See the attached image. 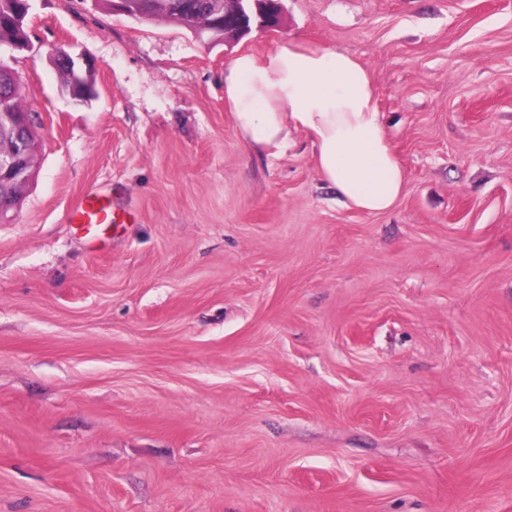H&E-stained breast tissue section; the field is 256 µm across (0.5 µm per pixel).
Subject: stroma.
I'll return each mask as SVG.
<instances>
[{
	"mask_svg": "<svg viewBox=\"0 0 512 512\" xmlns=\"http://www.w3.org/2000/svg\"><path fill=\"white\" fill-rule=\"evenodd\" d=\"M221 44L32 0L35 174L0 223V512H512V0H284ZM355 53L407 190L344 207L224 70ZM89 61L95 95L49 54ZM106 197L125 222L71 215ZM76 219L78 228L92 236L119 225L110 202L97 195L89 196L82 202L76 211Z\"/></svg>",
	"mask_w": 512,
	"mask_h": 512,
	"instance_id": "obj_1",
	"label": "stroma"
}]
</instances>
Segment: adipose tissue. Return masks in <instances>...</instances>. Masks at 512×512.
I'll use <instances>...</instances> for the list:
<instances>
[{
  "instance_id": "1",
  "label": "adipose tissue",
  "mask_w": 512,
  "mask_h": 512,
  "mask_svg": "<svg viewBox=\"0 0 512 512\" xmlns=\"http://www.w3.org/2000/svg\"><path fill=\"white\" fill-rule=\"evenodd\" d=\"M224 99L247 149H282L290 131L305 133L320 176L344 206L379 214L403 195L405 170L354 53L296 39L261 58L240 53L224 73Z\"/></svg>"
}]
</instances>
